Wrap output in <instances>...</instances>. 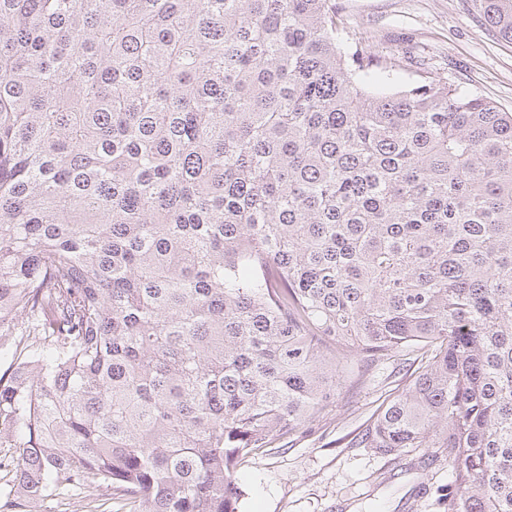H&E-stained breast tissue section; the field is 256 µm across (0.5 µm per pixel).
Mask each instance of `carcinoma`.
<instances>
[{"instance_id": "cac0c4a2", "label": "carcinoma", "mask_w": 512, "mask_h": 512, "mask_svg": "<svg viewBox=\"0 0 512 512\" xmlns=\"http://www.w3.org/2000/svg\"><path fill=\"white\" fill-rule=\"evenodd\" d=\"M512 41V0H478ZM331 0H0L5 512H239L235 473L396 362L346 448L512 512V110ZM77 500L80 499H72L70 500V505L66 506L63 504V502H67L68 500H63L62 498H44L35 500L30 504V507L28 508V512H75L74 510H79L78 512H89L88 510H94L92 507H85L87 506L86 503L88 501H82L78 502Z\"/></svg>"}]
</instances>
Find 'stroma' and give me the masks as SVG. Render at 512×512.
<instances>
[{
  "label": "stroma",
  "mask_w": 512,
  "mask_h": 512,
  "mask_svg": "<svg viewBox=\"0 0 512 512\" xmlns=\"http://www.w3.org/2000/svg\"><path fill=\"white\" fill-rule=\"evenodd\" d=\"M332 3L368 51L401 60L403 79L425 70L512 109V43L486 28L474 0ZM388 373L372 368L370 384L350 404L278 454L240 467L241 512H440L437 497L453 481L447 461L418 450L394 458L335 445L388 395Z\"/></svg>",
  "instance_id": "1"
}]
</instances>
